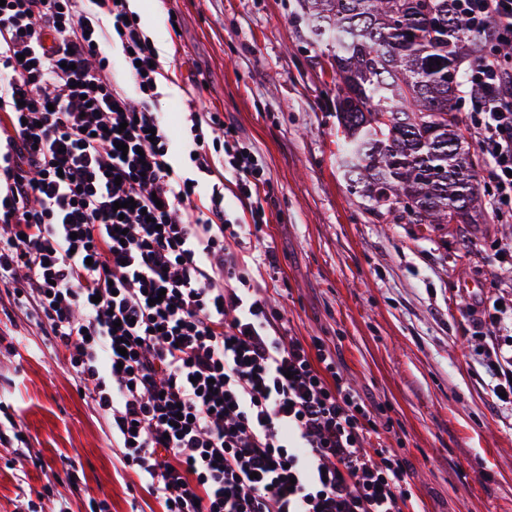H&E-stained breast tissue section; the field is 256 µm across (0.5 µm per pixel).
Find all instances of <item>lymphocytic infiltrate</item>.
I'll return each instance as SVG.
<instances>
[{
	"label": "lymphocytic infiltrate",
	"mask_w": 512,
	"mask_h": 512,
	"mask_svg": "<svg viewBox=\"0 0 512 512\" xmlns=\"http://www.w3.org/2000/svg\"><path fill=\"white\" fill-rule=\"evenodd\" d=\"M455 9L470 35L512 46V0ZM114 42L137 97L114 80ZM157 59L127 0L0 6V285L64 350L161 512H420L406 460L370 442L380 406L321 337L283 335L225 236L223 194L201 202L217 113H189L193 170L171 168ZM466 89L464 121L506 220L512 67L481 55ZM223 149L263 223L261 155L229 126Z\"/></svg>",
	"instance_id": "lymphocytic-infiltrate-1"
}]
</instances>
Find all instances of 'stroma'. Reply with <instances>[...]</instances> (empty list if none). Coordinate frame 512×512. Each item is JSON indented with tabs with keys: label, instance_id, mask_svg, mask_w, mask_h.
<instances>
[{
	"label": "stroma",
	"instance_id": "35a3bbf8",
	"mask_svg": "<svg viewBox=\"0 0 512 512\" xmlns=\"http://www.w3.org/2000/svg\"><path fill=\"white\" fill-rule=\"evenodd\" d=\"M143 33L159 54L160 102L176 130L175 167L191 166L189 105L218 113L262 156L253 227L235 179L215 153L205 189L219 187L231 222L249 226L240 250L254 285L284 315L290 336L336 347L346 380L382 408L386 444L409 465L422 512H512V407L471 335L465 309L512 294V265L497 251L512 222L491 211L487 164L476 160L483 208L473 224L426 230L389 224L350 194L337 168L335 67L303 33L297 0H155ZM276 267L260 259L265 250ZM0 401L17 409L31 454L0 445V512H16L47 470L72 466L80 489L52 485L70 512H160L123 469L106 423L63 354L0 287Z\"/></svg>",
	"mask_w": 512,
	"mask_h": 512
}]
</instances>
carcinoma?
Listing matches in <instances>:
<instances>
[{
  "label": "carcinoma",
  "mask_w": 512,
  "mask_h": 512,
  "mask_svg": "<svg viewBox=\"0 0 512 512\" xmlns=\"http://www.w3.org/2000/svg\"><path fill=\"white\" fill-rule=\"evenodd\" d=\"M309 38L332 53L349 192L391 224H472L470 148L455 113L460 67L482 51L452 0H297Z\"/></svg>",
  "instance_id": "cac0c4a2"
}]
</instances>
